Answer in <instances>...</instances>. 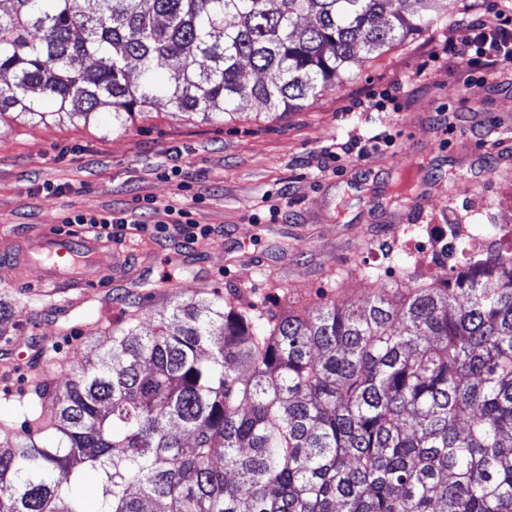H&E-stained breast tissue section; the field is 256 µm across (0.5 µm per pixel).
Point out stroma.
<instances>
[{
	"instance_id": "obj_1",
	"label": "stroma",
	"mask_w": 512,
	"mask_h": 512,
	"mask_svg": "<svg viewBox=\"0 0 512 512\" xmlns=\"http://www.w3.org/2000/svg\"><path fill=\"white\" fill-rule=\"evenodd\" d=\"M454 4L443 25L363 54L284 115L247 98L218 123L162 103L123 128L1 122L0 250L75 211L152 222L176 204L211 232L193 244L161 234L110 246L99 268L111 287L69 291L63 309L29 295L38 267L0 266V422L27 427L3 396L28 395L40 354L64 385L100 360L125 315L149 334L165 303L231 292L262 314L330 299L362 307L411 274L446 279L434 250L449 225L512 227V64L489 76L440 55L459 19L495 16L505 0ZM368 99L382 109H360ZM334 144L344 154L331 170L323 150Z\"/></svg>"
}]
</instances>
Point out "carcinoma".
Instances as JSON below:
<instances>
[{"label":"carcinoma","instance_id":"obj_1","mask_svg":"<svg viewBox=\"0 0 512 512\" xmlns=\"http://www.w3.org/2000/svg\"><path fill=\"white\" fill-rule=\"evenodd\" d=\"M13 0L0 13V121L124 127L162 101L222 122L281 113L448 15L449 0ZM269 76L252 81L242 68ZM112 329L38 425H0V512H512V251L440 282L264 317L178 302ZM189 432L188 443L171 431Z\"/></svg>","mask_w":512,"mask_h":512}]
</instances>
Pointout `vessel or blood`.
I'll return each mask as SVG.
<instances>
[{
    "mask_svg": "<svg viewBox=\"0 0 512 512\" xmlns=\"http://www.w3.org/2000/svg\"><path fill=\"white\" fill-rule=\"evenodd\" d=\"M104 247V242L84 235L44 227L18 240L16 260L22 265L39 266L41 275L31 284V293L53 299L68 288L98 287L96 267Z\"/></svg>",
    "mask_w": 512,
    "mask_h": 512,
    "instance_id": "1",
    "label": "vessel or blood"
}]
</instances>
